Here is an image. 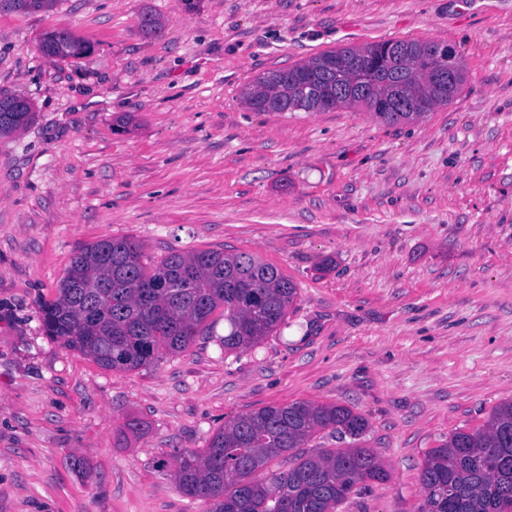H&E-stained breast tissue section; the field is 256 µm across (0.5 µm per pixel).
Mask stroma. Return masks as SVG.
I'll use <instances>...</instances> for the list:
<instances>
[{
    "label": "stroma",
    "instance_id": "1",
    "mask_svg": "<svg viewBox=\"0 0 512 512\" xmlns=\"http://www.w3.org/2000/svg\"><path fill=\"white\" fill-rule=\"evenodd\" d=\"M146 11L162 34L142 32ZM58 27L89 51L42 56ZM389 39L454 44L466 86L393 127L362 107L243 102L266 72ZM0 90L36 111L0 137V512H205L175 456L299 400L363 414L387 471L338 512H420L425 453L512 399V0L0 8ZM109 237L155 260L253 253L298 297L248 350L224 351L217 312L183 351L105 370L45 335L41 304Z\"/></svg>",
    "mask_w": 512,
    "mask_h": 512
}]
</instances>
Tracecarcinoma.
I'll list each match as a JSON object with an SVG mask.
<instances>
[{"label": "carcinoma", "mask_w": 512, "mask_h": 512, "mask_svg": "<svg viewBox=\"0 0 512 512\" xmlns=\"http://www.w3.org/2000/svg\"><path fill=\"white\" fill-rule=\"evenodd\" d=\"M39 47L58 60L86 50L66 28L43 33ZM432 68L420 41L343 47L263 74L243 90V99L255 112L370 111L371 97L397 94L433 109L458 91L436 93ZM336 81L360 84L369 96L331 103L327 96ZM11 105L12 95L0 92V136L34 119V111L12 112ZM374 116L395 126L423 113ZM296 297V284L253 254L200 250L155 261L133 240L107 238L74 255L42 314L46 336L103 369L123 372L182 351L219 308L224 351L247 350L285 322ZM368 427L364 415L344 405L265 406L224 423L203 453L177 456L171 473L185 495L209 502L207 512H336L359 486L387 477L374 450L359 443ZM321 433L344 447L304 451ZM278 460L288 468L256 477ZM421 482L422 512H512V400L495 406L484 428L457 431L429 449Z\"/></svg>", "instance_id": "cac0c4a2"}]
</instances>
